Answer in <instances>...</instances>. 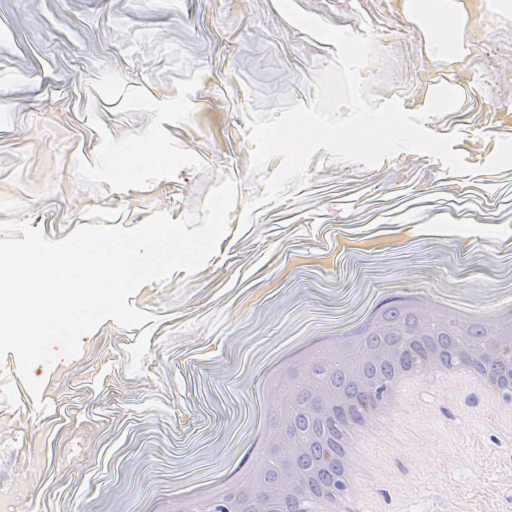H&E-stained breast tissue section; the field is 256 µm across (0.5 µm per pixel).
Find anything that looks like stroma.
<instances>
[{
  "label": "stroma",
  "mask_w": 512,
  "mask_h": 512,
  "mask_svg": "<svg viewBox=\"0 0 512 512\" xmlns=\"http://www.w3.org/2000/svg\"><path fill=\"white\" fill-rule=\"evenodd\" d=\"M362 33L396 31L371 92L407 87L423 111L433 85L460 106L426 129L458 134L472 169L403 152L366 168L317 151L290 208L265 200L238 115L304 101V78L333 43L287 21L276 0H14L0 10V222L59 241L85 225L133 228L146 209L183 219L220 175L237 185L228 226L201 270L138 287L148 312L107 319L80 352L32 375L0 362V482L25 468L18 512H159L163 494L219 479L251 423L241 392L290 343L335 334L366 311L431 288L490 303L512 291V15H451L458 42L416 0H294ZM480 28L488 55H472ZM68 136L55 140L51 126ZM365 512H512V407L485 385L415 389L397 426L374 434Z\"/></svg>",
  "instance_id": "stroma-1"
}]
</instances>
